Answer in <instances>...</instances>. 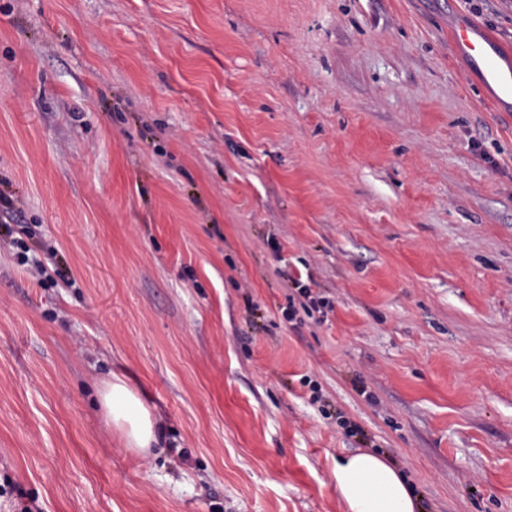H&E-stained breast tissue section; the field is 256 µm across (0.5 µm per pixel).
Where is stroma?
Here are the masks:
<instances>
[{"label": "stroma", "instance_id": "obj_1", "mask_svg": "<svg viewBox=\"0 0 512 512\" xmlns=\"http://www.w3.org/2000/svg\"><path fill=\"white\" fill-rule=\"evenodd\" d=\"M461 21L512 53V0H0V512H343L324 404L423 512H512V107ZM453 39L458 53L477 64L483 83L499 88L512 98V67L505 69L501 65L502 56L493 41L472 23H460ZM288 286L291 289L296 290L295 293L298 295V303L302 311L308 318H312L314 312H323L322 308H325L328 305V302L324 297L319 294L313 293L312 288L308 283H304L299 278H294L292 276H288ZM98 402L106 424L116 431L125 447L146 454L161 443L152 409L140 398L126 379L112 373L102 380L97 390Z\"/></svg>", "mask_w": 512, "mask_h": 512}]
</instances>
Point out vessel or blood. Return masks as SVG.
I'll return each instance as SVG.
<instances>
[{"label":"vessel or blood","mask_w":512,"mask_h":512,"mask_svg":"<svg viewBox=\"0 0 512 512\" xmlns=\"http://www.w3.org/2000/svg\"><path fill=\"white\" fill-rule=\"evenodd\" d=\"M453 39L458 53L477 64L485 85L512 96V67L501 65V54L487 35L473 24L462 23L455 28Z\"/></svg>","instance_id":"vessel-or-blood-1"}]
</instances>
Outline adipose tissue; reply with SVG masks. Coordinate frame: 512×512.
<instances>
[{"mask_svg": "<svg viewBox=\"0 0 512 512\" xmlns=\"http://www.w3.org/2000/svg\"><path fill=\"white\" fill-rule=\"evenodd\" d=\"M97 395L106 424L126 448L145 454L160 444L162 433L151 408L124 377L111 374ZM332 478L345 512H422L404 473L380 453L359 450L337 458Z\"/></svg>", "mask_w": 512, "mask_h": 512, "instance_id": "1", "label": "adipose tissue"}]
</instances>
